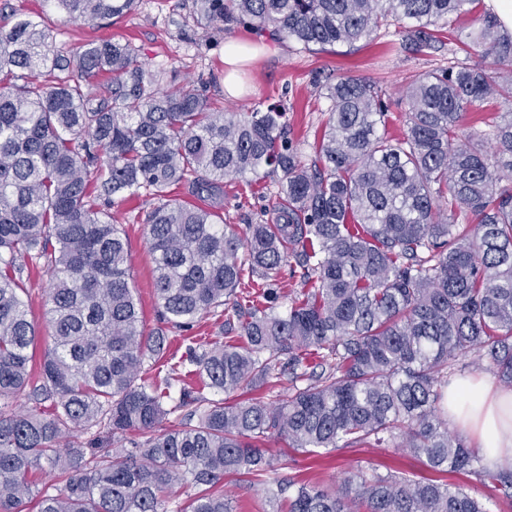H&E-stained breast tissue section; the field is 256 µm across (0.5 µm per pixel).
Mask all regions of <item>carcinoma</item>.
Returning <instances> with one entry per match:
<instances>
[{
	"mask_svg": "<svg viewBox=\"0 0 512 512\" xmlns=\"http://www.w3.org/2000/svg\"><path fill=\"white\" fill-rule=\"evenodd\" d=\"M98 25L135 0H55ZM474 0H193V20L219 31L245 25L303 49L401 29L416 55L438 51L436 26ZM448 66L415 76L391 137L380 85L350 74L320 88L330 119L307 164L285 137V109L217 112L177 77L152 70L127 42L75 52L56 47L50 22L0 25V512H233L215 485L238 474L287 512H489L448 482L370 466L341 490L284 477L288 458L256 442L285 441L314 460L327 448H406L428 470L489 480L512 500V468L494 474L443 406L449 361L475 353L512 387V117L458 135L475 103L512 98V34L487 15L454 31ZM479 54L470 64L457 57ZM499 154L491 160L485 140ZM278 176L277 224L214 222L199 200L224 179ZM153 201L146 244L166 328L145 334L130 287L126 235L112 223L117 198ZM301 269L291 300L276 288L288 259ZM50 275L52 346L39 370L37 325L19 294L27 264ZM222 309L240 343L188 348L208 399L169 367L168 331ZM289 375L270 403L234 394ZM47 410H16L25 390ZM106 424L136 451L85 449L67 440ZM65 481L34 491L39 470ZM198 488L168 510L177 485Z\"/></svg>",
	"mask_w": 512,
	"mask_h": 512,
	"instance_id": "1",
	"label": "carcinoma"
}]
</instances>
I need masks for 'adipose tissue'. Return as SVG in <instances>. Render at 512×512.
Instances as JSON below:
<instances>
[{"instance_id": "ef3b65f1", "label": "adipose tissue", "mask_w": 512, "mask_h": 512, "mask_svg": "<svg viewBox=\"0 0 512 512\" xmlns=\"http://www.w3.org/2000/svg\"><path fill=\"white\" fill-rule=\"evenodd\" d=\"M448 420L466 432L482 456L496 463L512 457V392L493 390L484 378L467 376L446 393Z\"/></svg>"}]
</instances>
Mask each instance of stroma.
<instances>
[{"instance_id":"stroma-1","label":"stroma","mask_w":512,"mask_h":512,"mask_svg":"<svg viewBox=\"0 0 512 512\" xmlns=\"http://www.w3.org/2000/svg\"><path fill=\"white\" fill-rule=\"evenodd\" d=\"M23 16H43L50 20L57 46L73 50L82 44L116 37L129 41L147 65L175 70L182 84L204 93L215 106L228 112L281 104L286 108L288 138L296 144L304 161L316 157L315 142L328 118L329 103L319 88L335 80L337 74L379 82L386 92L390 112L387 128L391 134L403 130L399 104L404 99L411 75L425 73L448 64L447 49L419 56L404 51L397 32L379 36L355 50L344 46L302 51L288 41L256 36L246 26L219 32L194 23L192 0H138L134 10L104 27L88 25L57 9L52 0H12ZM229 42L248 45L254 54L237 67V96L224 91V46ZM277 186L274 177L228 178L224 200L211 204L217 218L228 224L275 223ZM151 209L146 198L115 204L112 221L119 224L130 243L131 284L140 302L145 330L159 327L157 300L152 284L153 260L144 235V219ZM25 292L33 319L41 336L37 355L50 345L46 311L49 277L41 266L32 265L23 274ZM265 447L287 450V474L324 486L340 485L343 478L372 465H387L401 472H423L412 454L394 448H336L323 463H311L307 454L286 449L279 439H268Z\"/></svg>"}]
</instances>
